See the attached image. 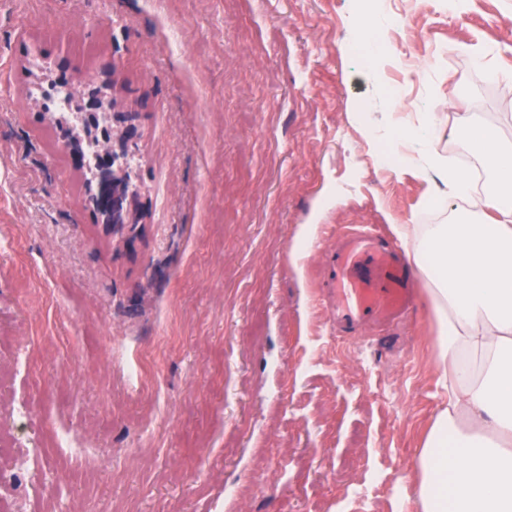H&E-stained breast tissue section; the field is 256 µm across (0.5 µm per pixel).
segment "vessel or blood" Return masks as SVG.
Wrapping results in <instances>:
<instances>
[{
    "instance_id": "b4317fda",
    "label": "vessel or blood",
    "mask_w": 512,
    "mask_h": 512,
    "mask_svg": "<svg viewBox=\"0 0 512 512\" xmlns=\"http://www.w3.org/2000/svg\"><path fill=\"white\" fill-rule=\"evenodd\" d=\"M339 330L362 322L389 325L403 318L418 286L411 261L369 225L340 238L330 268Z\"/></svg>"
}]
</instances>
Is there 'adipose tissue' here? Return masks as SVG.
<instances>
[{
    "label": "adipose tissue",
    "instance_id": "obj_1",
    "mask_svg": "<svg viewBox=\"0 0 512 512\" xmlns=\"http://www.w3.org/2000/svg\"><path fill=\"white\" fill-rule=\"evenodd\" d=\"M384 124L365 123L368 154L401 146L400 161L449 198L468 201L453 224H397L393 231L429 286L438 322V403L417 457L416 512H512V140L473 113L456 118L489 174L474 190L467 170L439 153L438 113L412 115L391 101Z\"/></svg>",
    "mask_w": 512,
    "mask_h": 512
}]
</instances>
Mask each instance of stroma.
<instances>
[{"label": "stroma", "mask_w": 512, "mask_h": 512, "mask_svg": "<svg viewBox=\"0 0 512 512\" xmlns=\"http://www.w3.org/2000/svg\"><path fill=\"white\" fill-rule=\"evenodd\" d=\"M383 3L358 47L350 0H0V439L43 451L0 512H405L436 408L428 291L399 348L342 335L326 257L358 224L390 238L460 215L376 165L361 124L397 86L442 114L452 163L457 113L512 139V80L487 79L512 72V0ZM480 39L502 51L479 65ZM73 69L116 75L138 115L148 212L129 245L42 118Z\"/></svg>", "instance_id": "stroma-1"}]
</instances>
